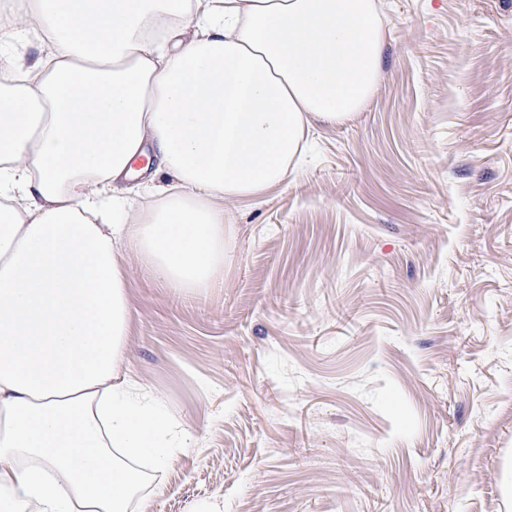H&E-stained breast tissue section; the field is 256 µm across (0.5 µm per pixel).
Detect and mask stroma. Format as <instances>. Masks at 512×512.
<instances>
[{
  "instance_id": "obj_1",
  "label": "stroma",
  "mask_w": 512,
  "mask_h": 512,
  "mask_svg": "<svg viewBox=\"0 0 512 512\" xmlns=\"http://www.w3.org/2000/svg\"><path fill=\"white\" fill-rule=\"evenodd\" d=\"M382 74L224 203V279L131 246L123 370L193 435L147 512H512V0H377Z\"/></svg>"
}]
</instances>
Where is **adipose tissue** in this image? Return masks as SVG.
Returning <instances> with one entry per match:
<instances>
[{
	"label": "adipose tissue",
	"instance_id": "adipose-tissue-1",
	"mask_svg": "<svg viewBox=\"0 0 512 512\" xmlns=\"http://www.w3.org/2000/svg\"><path fill=\"white\" fill-rule=\"evenodd\" d=\"M0 17V512H142L193 436L121 374L132 244L167 287L224 275L223 201L284 182L312 120L382 73L375 0H7ZM192 24L191 39L182 27ZM33 40L25 63L11 46ZM175 185L131 198L138 158Z\"/></svg>",
	"mask_w": 512,
	"mask_h": 512
}]
</instances>
